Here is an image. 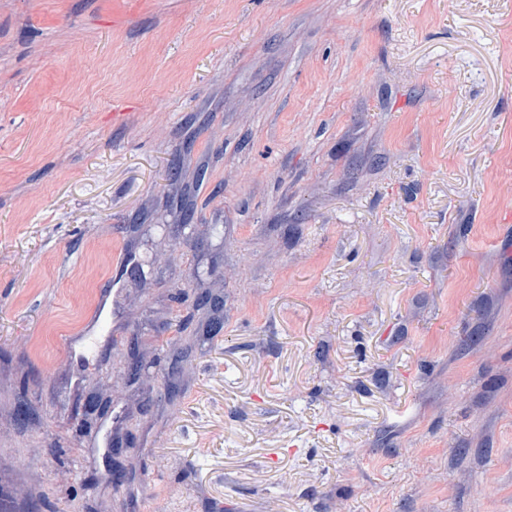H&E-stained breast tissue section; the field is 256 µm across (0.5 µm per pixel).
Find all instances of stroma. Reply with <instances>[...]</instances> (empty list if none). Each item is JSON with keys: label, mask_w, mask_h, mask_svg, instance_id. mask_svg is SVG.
Listing matches in <instances>:
<instances>
[{"label": "stroma", "mask_w": 512, "mask_h": 512, "mask_svg": "<svg viewBox=\"0 0 512 512\" xmlns=\"http://www.w3.org/2000/svg\"><path fill=\"white\" fill-rule=\"evenodd\" d=\"M0 492L512 512V0H0Z\"/></svg>", "instance_id": "1"}]
</instances>
